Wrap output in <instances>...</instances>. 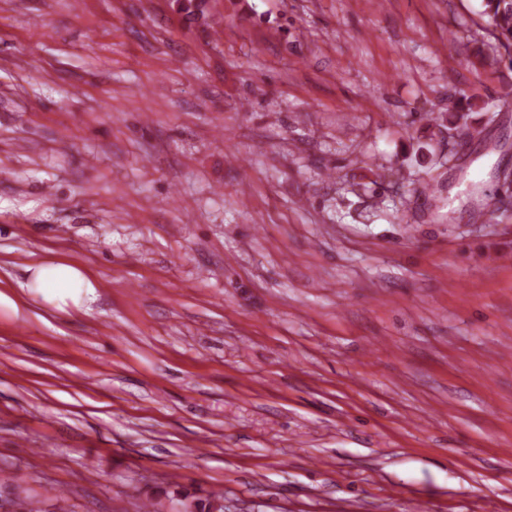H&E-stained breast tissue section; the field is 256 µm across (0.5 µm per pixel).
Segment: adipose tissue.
Returning a JSON list of instances; mask_svg holds the SVG:
<instances>
[{
    "label": "adipose tissue",
    "instance_id": "1",
    "mask_svg": "<svg viewBox=\"0 0 512 512\" xmlns=\"http://www.w3.org/2000/svg\"><path fill=\"white\" fill-rule=\"evenodd\" d=\"M29 271L27 289L57 309L78 308L96 298L98 282L82 266L41 259Z\"/></svg>",
    "mask_w": 512,
    "mask_h": 512
}]
</instances>
